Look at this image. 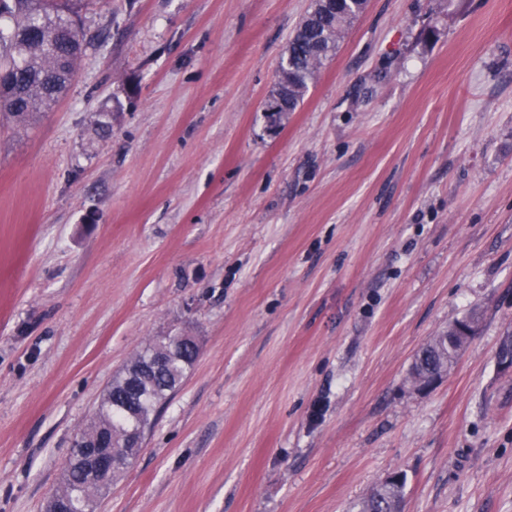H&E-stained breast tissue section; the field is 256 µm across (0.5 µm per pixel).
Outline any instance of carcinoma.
<instances>
[{
  "mask_svg": "<svg viewBox=\"0 0 512 512\" xmlns=\"http://www.w3.org/2000/svg\"><path fill=\"white\" fill-rule=\"evenodd\" d=\"M93 0H0V18L7 17L10 27L0 29V116L23 122L54 104L70 84L75 65L86 40L80 27V13ZM367 0L344 3L336 13L315 12L303 31L293 36L280 64L288 73V88L281 102L270 106L271 121L294 112L303 101L309 83L325 61L336 54L344 29L365 9ZM171 351L170 362L152 375L151 387L139 396L135 413L152 420L159 406L179 388L196 352L159 337L147 342L141 351L149 354L157 345ZM123 383L114 381L97 407L91 422L81 430L89 436L96 429L112 430L115 452L129 465L135 455L123 448V434L129 417L125 410ZM90 472L84 449L72 444L60 487L55 494L66 499L69 512H82L83 498L96 496L100 488L90 484ZM405 478L399 479L398 493L380 487L362 499L359 512H395L404 501Z\"/></svg>",
  "mask_w": 512,
  "mask_h": 512,
  "instance_id": "obj_1",
  "label": "carcinoma"
}]
</instances>
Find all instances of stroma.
<instances>
[{"mask_svg":"<svg viewBox=\"0 0 512 512\" xmlns=\"http://www.w3.org/2000/svg\"><path fill=\"white\" fill-rule=\"evenodd\" d=\"M311 7L109 0L57 105L0 118V512H43L179 330L199 354L97 512H355L392 472L405 512H512V0H369L270 123Z\"/></svg>","mask_w":512,"mask_h":512,"instance_id":"obj_1","label":"stroma"}]
</instances>
